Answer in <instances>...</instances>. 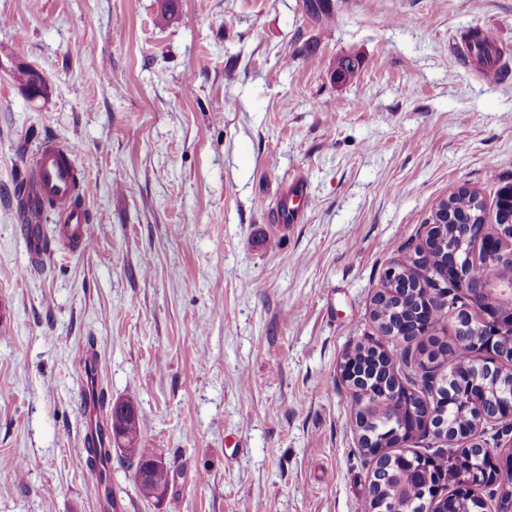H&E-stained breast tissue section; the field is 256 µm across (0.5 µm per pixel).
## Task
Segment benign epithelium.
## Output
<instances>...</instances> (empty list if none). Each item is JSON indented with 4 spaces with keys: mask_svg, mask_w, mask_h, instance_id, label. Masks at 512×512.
<instances>
[{
    "mask_svg": "<svg viewBox=\"0 0 512 512\" xmlns=\"http://www.w3.org/2000/svg\"><path fill=\"white\" fill-rule=\"evenodd\" d=\"M456 194L442 201L433 216L427 229L426 236H434L442 230L443 225L452 219ZM475 225L459 224L454 233L448 236L447 260L441 269L440 275L445 281H452L473 299H481L482 304L465 308L456 316L455 333L464 337V340L474 346L477 355L478 374L460 377L452 373V383L448 392L441 397V405L452 406L464 411H473L477 419L472 426L462 433L445 435L441 427H436L433 434L436 439L453 449L445 456L448 470L453 479L445 477L434 478L427 482L430 494L423 500L420 512H436V506L446 484L453 483L457 494L470 496L478 488L492 487L500 482L512 481V450L507 454L495 457L491 451L481 443L482 425L486 421H504L512 429V395L506 394L497 401H488L483 390V381L491 379L495 374L502 372L500 361H512V225L503 224L495 229L491 228L479 236L475 242L478 253H467L457 239L471 234ZM482 260L498 266L494 276L486 279L472 277L474 263ZM390 284L379 291L374 299H387L396 293V289L405 286L402 272L397 265L387 269ZM429 312L417 319L410 315L406 318L393 319L389 324L390 332L385 334L389 339L403 337L413 341L419 337L429 336L440 320L441 313L434 306H428ZM509 339L508 346H503V339ZM366 368L354 360L344 362L340 366V374L350 384L363 378ZM396 367L388 366V376L392 377V389L384 395L398 401H406L409 389L396 377ZM359 445L367 449L379 464H384L395 473L405 470L418 471L429 474L437 458L408 455L398 453L386 457L387 448L376 445V441L363 431L362 420L353 418ZM429 429L428 419L421 424L401 423L394 427L391 434L393 447L405 448L418 434Z\"/></svg>",
    "mask_w": 512,
    "mask_h": 512,
    "instance_id": "1",
    "label": "benign epithelium"
}]
</instances>
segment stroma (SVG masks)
<instances>
[{"mask_svg":"<svg viewBox=\"0 0 512 512\" xmlns=\"http://www.w3.org/2000/svg\"><path fill=\"white\" fill-rule=\"evenodd\" d=\"M0 0V512H98L80 452L82 355L105 407L134 399L171 469L127 512H366L374 459L339 366L382 337L371 300L459 188L512 184V0ZM359 69L336 79V60ZM32 67L48 92L14 74ZM78 143L92 244L27 248L12 194ZM310 203L279 223L292 179ZM17 80L32 96H42L47 92V85L43 76L29 67H20L17 70Z\"/></svg>","mask_w":512,"mask_h":512,"instance_id":"obj_1","label":"stroma"}]
</instances>
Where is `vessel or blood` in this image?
<instances>
[{
    "mask_svg": "<svg viewBox=\"0 0 512 512\" xmlns=\"http://www.w3.org/2000/svg\"><path fill=\"white\" fill-rule=\"evenodd\" d=\"M73 146L56 142L46 143L38 152L30 173V191L27 207L30 215H37L43 197H53L58 217L57 239L69 248H88L91 238L88 218L84 210L75 207L73 195L78 171L73 159ZM101 362L92 351H85L82 362V381L85 394L86 426L81 451L92 464L91 485L102 512H125L122 498L112 490L108 478L111 456L108 448V428L99 410V378Z\"/></svg>",
    "mask_w": 512,
    "mask_h": 512,
    "instance_id": "vessel-or-blood-1",
    "label": "vessel or blood"
}]
</instances>
